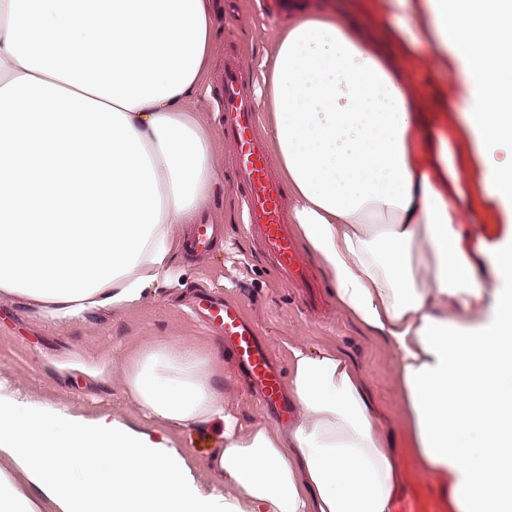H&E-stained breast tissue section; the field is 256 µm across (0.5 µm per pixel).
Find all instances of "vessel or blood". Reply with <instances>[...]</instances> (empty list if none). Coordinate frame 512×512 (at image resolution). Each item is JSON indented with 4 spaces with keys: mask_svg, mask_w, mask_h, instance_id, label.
<instances>
[{
    "mask_svg": "<svg viewBox=\"0 0 512 512\" xmlns=\"http://www.w3.org/2000/svg\"><path fill=\"white\" fill-rule=\"evenodd\" d=\"M221 84L224 137L232 145L235 179L243 189L246 228L261 252L273 262L284 285L299 294L305 310L319 314L323 298L308 263L297 249L294 232L285 221L284 186L267 143L255 133L258 114L238 59H225ZM213 239V225L197 224L192 228L188 246L195 255L203 257L209 254ZM194 310L207 328L216 329L223 336L238 367L257 388L262 406L268 410L283 409L284 383L273 352L260 341L241 306L230 299L201 295L194 302Z\"/></svg>",
    "mask_w": 512,
    "mask_h": 512,
    "instance_id": "vessel-or-blood-1",
    "label": "vessel or blood"
}]
</instances>
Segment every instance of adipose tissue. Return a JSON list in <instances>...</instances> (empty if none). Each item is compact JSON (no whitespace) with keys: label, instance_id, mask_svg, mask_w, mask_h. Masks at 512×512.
<instances>
[{"label":"adipose tissue","instance_id":"adipose-tissue-1","mask_svg":"<svg viewBox=\"0 0 512 512\" xmlns=\"http://www.w3.org/2000/svg\"><path fill=\"white\" fill-rule=\"evenodd\" d=\"M367 4L395 18L393 49L351 18L280 30L256 63L263 131L338 308L394 353L423 473L454 512H512V239L482 268L469 253L489 207L512 213V161L487 157L512 146V0ZM211 39L208 0H0L1 294L71 323L174 277L178 230L220 178L192 108ZM290 363L285 430L242 427L188 340L127 368L145 418L220 427L211 491L168 438L0 384V512H392L365 375L331 350Z\"/></svg>","mask_w":512,"mask_h":512}]
</instances>
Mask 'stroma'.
<instances>
[{"label":"stroma","mask_w":512,"mask_h":512,"mask_svg":"<svg viewBox=\"0 0 512 512\" xmlns=\"http://www.w3.org/2000/svg\"><path fill=\"white\" fill-rule=\"evenodd\" d=\"M289 0H216L212 18V52L205 90L195 104L201 120L213 132V148L221 159V187L199 215L204 224H217L220 235L210 254L196 258L178 252L175 263L182 276L159 287L138 306L124 311L101 310L86 321L54 324L22 301L0 297V383L35 399L69 406L88 414H108L145 430L154 424L129 401L125 387L128 360L146 346L173 338L195 342L224 363L221 388L229 411L241 424L288 425L293 412L279 415L263 409L247 376L239 371L224 341L205 328L186 303L202 291L237 301L261 338L269 344L280 373L289 371V349L333 348L345 354L366 376L380 426L399 448L404 489L441 491L439 481L418 468L399 403L393 356L387 346L368 334L336 306L327 274L320 263L312 270L326 302L321 318L308 316L298 295L286 288L273 264L260 254L245 233L241 200L231 168L232 147L224 140L219 76L224 58L237 56L243 77L254 83V61L281 28L295 17ZM313 17L354 13L368 35L385 40L390 20L362 8V0H303ZM103 365L105 375L90 380L86 365Z\"/></svg>","instance_id":"obj_1"}]
</instances>
